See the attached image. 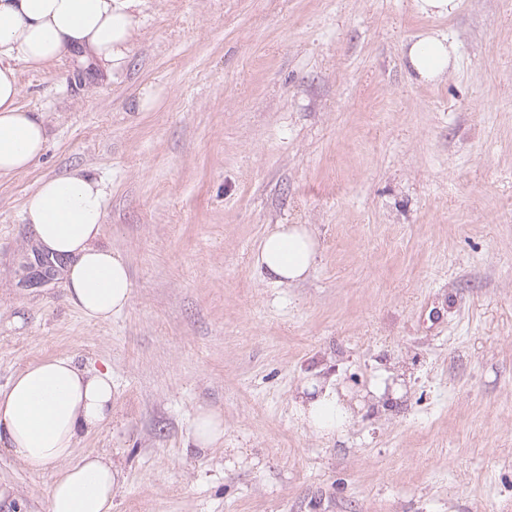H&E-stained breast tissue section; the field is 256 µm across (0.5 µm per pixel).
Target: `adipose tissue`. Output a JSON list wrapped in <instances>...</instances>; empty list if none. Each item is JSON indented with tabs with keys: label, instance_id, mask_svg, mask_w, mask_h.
Returning <instances> with one entry per match:
<instances>
[{
	"label": "adipose tissue",
	"instance_id": "1",
	"mask_svg": "<svg viewBox=\"0 0 512 512\" xmlns=\"http://www.w3.org/2000/svg\"><path fill=\"white\" fill-rule=\"evenodd\" d=\"M143 0H0V177L29 169L43 153L48 129L42 113L19 103V64L42 67L68 57L83 67L122 70ZM457 48L436 30L403 46L419 82L451 73ZM105 192L76 170L43 179L24 203L23 219L35 246L59 267L67 301L87 319L105 322L130 303L133 281L121 256L103 243ZM319 244L303 224H279L261 238L255 266L272 283L291 285L314 269ZM300 419L322 434L335 433L350 410L334 381L304 386ZM112 419L109 370L74 359L41 360L0 389V447L33 474L52 476L49 512H112L121 472L109 455L78 453L82 438ZM224 440V418L199 407L190 441L206 452Z\"/></svg>",
	"mask_w": 512,
	"mask_h": 512
}]
</instances>
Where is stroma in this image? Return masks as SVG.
<instances>
[{
  "label": "stroma",
  "mask_w": 512,
  "mask_h": 512,
  "mask_svg": "<svg viewBox=\"0 0 512 512\" xmlns=\"http://www.w3.org/2000/svg\"><path fill=\"white\" fill-rule=\"evenodd\" d=\"M457 69L413 80L427 29ZM47 149L0 178V388L71 357L112 371V420L82 452L122 471L112 512H512V0H145L107 74L20 65ZM75 169L106 193L103 241L131 302L106 323L66 301L27 197ZM304 224L311 275L254 265ZM350 397L343 433L298 421L303 385ZM397 386L399 399L371 395ZM224 443L185 453L197 406ZM50 479L0 450V512H49ZM319 244L304 224H277L261 238L255 266L272 283L291 285L314 269Z\"/></svg>",
  "instance_id": "obj_1"
}]
</instances>
